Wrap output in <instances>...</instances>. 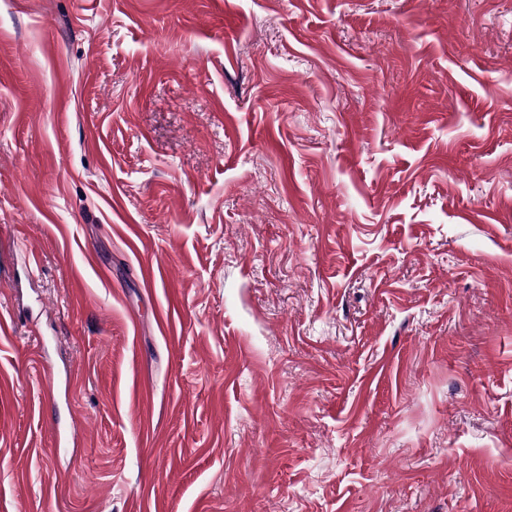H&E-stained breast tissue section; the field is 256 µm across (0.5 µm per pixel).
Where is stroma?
I'll return each mask as SVG.
<instances>
[{
  "label": "stroma",
  "mask_w": 512,
  "mask_h": 512,
  "mask_svg": "<svg viewBox=\"0 0 512 512\" xmlns=\"http://www.w3.org/2000/svg\"><path fill=\"white\" fill-rule=\"evenodd\" d=\"M0 512H512V0H0Z\"/></svg>",
  "instance_id": "stroma-1"
}]
</instances>
